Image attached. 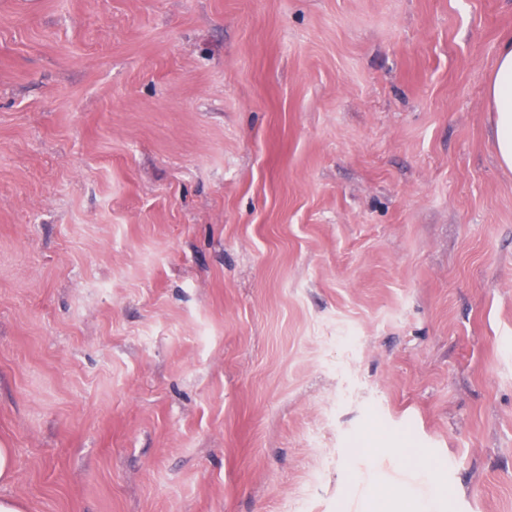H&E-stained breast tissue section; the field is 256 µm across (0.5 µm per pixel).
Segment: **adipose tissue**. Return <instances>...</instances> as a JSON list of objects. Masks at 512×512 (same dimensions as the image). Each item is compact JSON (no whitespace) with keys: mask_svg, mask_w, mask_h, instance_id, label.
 I'll use <instances>...</instances> for the list:
<instances>
[{"mask_svg":"<svg viewBox=\"0 0 512 512\" xmlns=\"http://www.w3.org/2000/svg\"><path fill=\"white\" fill-rule=\"evenodd\" d=\"M487 94L495 112L494 137L501 166L512 170V39H505L490 75Z\"/></svg>","mask_w":512,"mask_h":512,"instance_id":"ef3b65f1","label":"adipose tissue"}]
</instances>
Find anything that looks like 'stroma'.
I'll return each instance as SVG.
<instances>
[{"instance_id":"35a3bbf8","label":"stroma","mask_w":512,"mask_h":512,"mask_svg":"<svg viewBox=\"0 0 512 512\" xmlns=\"http://www.w3.org/2000/svg\"><path fill=\"white\" fill-rule=\"evenodd\" d=\"M508 36L512 0H0V495L512 512ZM487 94L495 112L494 137L501 166L512 170V39H505L490 75Z\"/></svg>"}]
</instances>
